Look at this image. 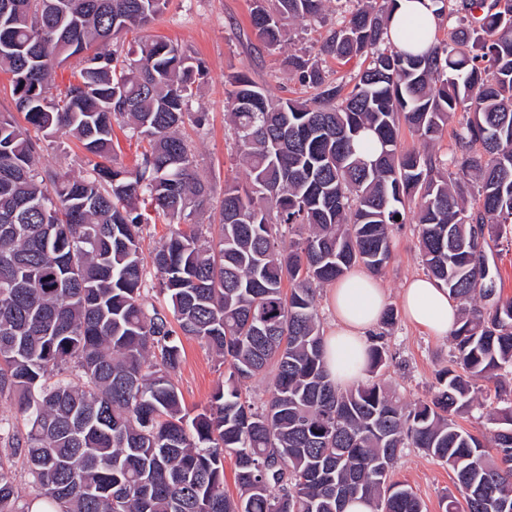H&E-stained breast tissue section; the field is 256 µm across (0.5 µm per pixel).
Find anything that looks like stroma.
Returning <instances> with one entry per match:
<instances>
[{"label": "stroma", "mask_w": 512, "mask_h": 512, "mask_svg": "<svg viewBox=\"0 0 512 512\" xmlns=\"http://www.w3.org/2000/svg\"><path fill=\"white\" fill-rule=\"evenodd\" d=\"M251 7L252 0H169L164 12L148 26L122 36L128 48L146 36L164 39L203 62L204 71L196 82L191 110L204 114L205 124L198 130L189 129L188 134L193 140L198 171L212 185L210 207L204 215L208 221L217 216L225 181L245 178L244 170L234 160L225 122L226 77L244 73L273 95L305 96V88L289 75L284 61L288 54L299 50L317 54L327 30L341 21L344 11L343 5L329 0L322 19L295 22L291 42L282 49L268 50L259 45L250 26ZM38 166L72 176L90 168L80 144L62 133L44 141ZM392 241L393 257L379 281L388 306L396 308L406 283L423 274L424 267L414 223L395 226ZM385 344L390 361L377 373V380L395 391L404 403L412 405L429 399L437 371L451 364V338L430 336L401 319L386 335ZM182 347L183 362L175 381L186 408L195 413L209 403L215 389L223 384L225 367L220 358L197 340H183ZM472 385L473 402L458 422L471 432L484 433L489 428V415L512 401V395L482 379L473 380ZM392 478L411 486L426 512H443L446 497L456 491L447 464L419 448L403 450Z\"/></svg>", "instance_id": "obj_1"}]
</instances>
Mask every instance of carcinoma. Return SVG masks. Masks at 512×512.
I'll use <instances>...</instances> for the list:
<instances>
[{"label": "carcinoma", "mask_w": 512, "mask_h": 512, "mask_svg": "<svg viewBox=\"0 0 512 512\" xmlns=\"http://www.w3.org/2000/svg\"><path fill=\"white\" fill-rule=\"evenodd\" d=\"M328 0H253L250 25L272 50L291 22ZM320 55L369 59L350 91L321 60L288 55L307 98L275 97L243 73L228 84V120L245 182H224L218 231L196 220L212 188L197 171L186 121L202 62L181 47L118 38L168 0H0V73L16 110L0 113V512H424L392 479L405 448L452 470L460 497L444 512H512V402L489 435L460 427L472 380H512V298L483 262L512 238V0H432L456 16L449 39L390 35L379 0H355ZM110 44L112 48L104 49ZM75 63L65 91L56 70ZM453 170L400 149L402 127L425 143L458 108ZM147 143L130 168L83 176L35 168L62 132L107 159L113 124ZM418 224L428 275L460 307L452 366L433 396L408 406L376 380L341 390L324 364L316 290L392 258L395 216ZM175 225L151 253L167 307H146L144 227ZM299 232L284 243L282 232ZM224 358V384L189 416L174 376L180 336ZM372 337L369 372L387 365ZM275 368L269 399L244 384ZM234 459L237 497L224 489ZM24 465L33 488L14 483Z\"/></svg>", "instance_id": "cac0c4a2"}]
</instances>
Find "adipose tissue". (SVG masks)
<instances>
[{"label":"adipose tissue","mask_w":512,"mask_h":512,"mask_svg":"<svg viewBox=\"0 0 512 512\" xmlns=\"http://www.w3.org/2000/svg\"><path fill=\"white\" fill-rule=\"evenodd\" d=\"M329 300L336 322L324 338L325 368L344 388L364 377L369 339L387 307L379 281L355 269L333 284ZM404 317L426 333L444 338L457 326L459 305L446 288L426 276L412 278L401 293Z\"/></svg>","instance_id":"obj_1"}]
</instances>
